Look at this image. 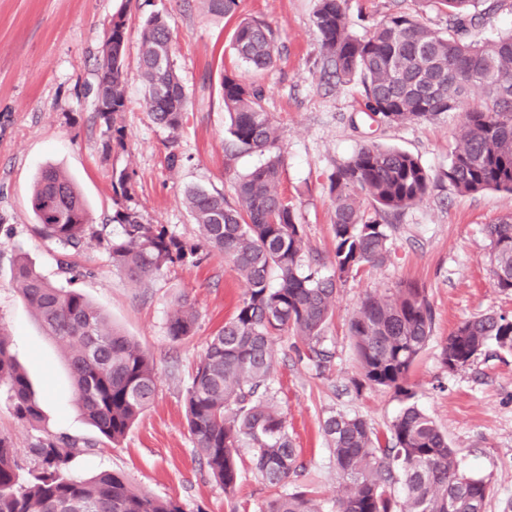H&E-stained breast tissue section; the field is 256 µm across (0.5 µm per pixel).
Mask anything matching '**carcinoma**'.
<instances>
[{"label": "carcinoma", "instance_id": "obj_1", "mask_svg": "<svg viewBox=\"0 0 512 512\" xmlns=\"http://www.w3.org/2000/svg\"><path fill=\"white\" fill-rule=\"evenodd\" d=\"M203 2L215 17L237 7V0ZM440 2L448 15L443 31L412 14L394 12L357 34L345 0H316L322 69L341 81L358 80L363 112L380 123L403 125L460 113L456 146L440 179L460 193L512 192V31L485 42L467 38L505 0ZM125 41L126 22L117 13L112 16V55L99 58L95 90L94 112L104 127L108 154L125 147ZM233 49L248 67L271 66L276 54L272 28L262 20H241ZM174 53L165 19L150 16L139 49L143 102L152 121L170 133L167 160L172 167L179 161L175 146L188 107ZM475 88L483 100L472 106ZM221 89L229 120L226 151H258L264 162L238 179L233 203L203 186L186 188L183 200L198 226L194 240L151 223L128 205L135 192L133 174L125 168L112 171L110 221L119 232L108 240L109 255L112 267L140 281L171 266L196 265L205 252L224 253L246 291L235 315L207 340L186 388L194 448L224 494L235 492L239 449L249 448L253 469L275 489L262 512H321L310 485L298 482L304 467L286 419L269 397L272 343L289 333L316 366L328 362L330 352L321 344L338 288L365 266L384 261L387 217L423 202L436 179L414 155L374 143L360 146L337 165L329 178L335 203L334 271L322 276L307 261L304 226L279 188L282 155L261 90L227 71ZM363 191L374 202L372 218L361 209ZM31 207L37 233L64 250L102 234L73 180L56 167L39 174ZM486 235L494 285L512 290V217L487 225ZM13 281L46 334L67 349L78 408L102 437L120 443L156 395L150 356L114 329L84 294L49 282L27 260L17 261ZM196 321L193 304L185 301L168 318L167 334L180 341L194 333ZM432 323L425 289L411 281L388 295L366 296L350 317L349 335L362 375L355 386L388 388L404 407L391 424L389 442L358 415L338 413L325 420L323 430L343 485L336 512H484L490 481L460 472L456 450L418 407L409 385ZM491 344L512 353V318L493 312L461 322L445 339L441 362L449 370L464 368ZM0 395L17 420L32 427L42 423L30 380L1 334ZM78 448L75 440L46 434L28 448L33 467L26 470L11 442L0 437V512H186L178 500L137 490L120 472L74 476ZM397 482L403 487L400 498L393 490Z\"/></svg>", "mask_w": 512, "mask_h": 512}]
</instances>
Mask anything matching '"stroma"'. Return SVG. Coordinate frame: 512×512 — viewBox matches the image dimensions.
Instances as JSON below:
<instances>
[{
	"label": "stroma",
	"mask_w": 512,
	"mask_h": 512,
	"mask_svg": "<svg viewBox=\"0 0 512 512\" xmlns=\"http://www.w3.org/2000/svg\"><path fill=\"white\" fill-rule=\"evenodd\" d=\"M346 7L357 33L397 11L435 29L445 28L447 20L434 0H346ZM313 10L314 0H238L235 14L216 18L202 0H0V331L45 416L36 430L0 402V435L12 440L23 466H30L27 450L44 431L84 441L75 474L122 471L136 489L179 499L187 512H261L271 497L246 462L235 495L225 496L198 460L185 418V389L206 342L233 316L245 291L223 255L212 252L197 265L133 281L113 268L106 243L93 241L69 257L82 272L73 282L62 267L63 250L35 233L31 208L37 174L53 165L76 183L94 224L108 223L111 171L125 168L135 174L133 206L152 223L194 238L197 226L183 203L185 188L203 185L234 199L238 177L263 161L257 152L224 151L228 133L220 76L229 71L263 92L283 155L280 189L294 204L322 273H331L334 249L329 177L360 145L412 153L439 178L426 200L393 218L384 262L366 267L340 289L323 341L334 354L331 363L319 370L300 359L289 335L272 346L274 402L287 420L305 478L319 492L322 512H333L341 494L323 421L339 412L359 415L384 434L402 408L389 390L354 388L359 367L348 319L365 294L392 291L406 280L425 288L434 312L431 336L411 373L415 401L456 449L460 469L490 479L485 512H507L512 354L492 346L470 366L450 371L440 353L459 323L487 312L512 316V291H501L492 281L486 236L488 224L512 216V193L463 195L441 180L459 113L379 124L361 110L358 81L336 86L323 80ZM157 11L168 18L177 45L175 65L191 101L176 146L181 160L173 168L166 160L169 132L141 105L140 29ZM119 12L128 23L126 139L124 149L107 155L103 128L94 120L93 88L106 23ZM244 17L264 20L274 31L278 54L267 70L244 66L233 51L234 32ZM21 257L50 282L75 284L113 327L152 357L158 394L119 445L102 439L76 408L63 348L47 336L14 285L13 268ZM185 301L198 311L196 330L174 342L167 319Z\"/></svg>",
	"instance_id": "35a3bbf8"
}]
</instances>
